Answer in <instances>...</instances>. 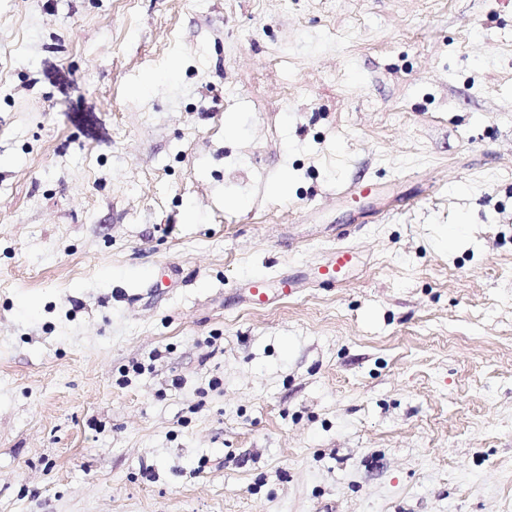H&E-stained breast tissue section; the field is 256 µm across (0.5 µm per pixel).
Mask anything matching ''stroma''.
<instances>
[{
    "mask_svg": "<svg viewBox=\"0 0 512 512\" xmlns=\"http://www.w3.org/2000/svg\"><path fill=\"white\" fill-rule=\"evenodd\" d=\"M0 512H512V0H0ZM355 265L354 252L348 248H337L328 255L327 260L319 267L318 284L335 287L340 283L339 277L348 273ZM279 281L280 288H276V291L272 292L264 277L254 276L247 279L243 288L246 293V301L254 306H266L297 294L299 288L298 278L288 276Z\"/></svg>",
    "mask_w": 512,
    "mask_h": 512,
    "instance_id": "1",
    "label": "stroma"
}]
</instances>
